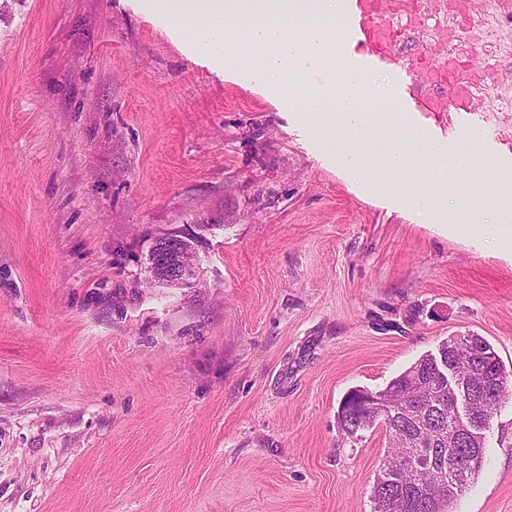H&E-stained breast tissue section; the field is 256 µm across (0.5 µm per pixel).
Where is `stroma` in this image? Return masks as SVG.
Listing matches in <instances>:
<instances>
[{
	"instance_id": "35a3bbf8",
	"label": "stroma",
	"mask_w": 512,
	"mask_h": 512,
	"mask_svg": "<svg viewBox=\"0 0 512 512\" xmlns=\"http://www.w3.org/2000/svg\"><path fill=\"white\" fill-rule=\"evenodd\" d=\"M487 128L448 223L319 154L259 84L212 68L150 0H0V512H372L382 426L338 410L449 337L512 370V248L470 233L512 176V20L476 0ZM451 147L467 116L417 111ZM194 251L178 285L155 240ZM452 512H512V399Z\"/></svg>"
}]
</instances>
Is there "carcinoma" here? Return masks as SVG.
<instances>
[{
  "instance_id": "obj_1",
  "label": "carcinoma",
  "mask_w": 512,
  "mask_h": 512,
  "mask_svg": "<svg viewBox=\"0 0 512 512\" xmlns=\"http://www.w3.org/2000/svg\"><path fill=\"white\" fill-rule=\"evenodd\" d=\"M486 386L477 401L475 433L455 429L449 406L457 391ZM342 400L339 421L350 436L381 424L390 450L372 486V512H451L484 465V431L503 401L512 397V371L481 336L452 337L378 391L381 418Z\"/></svg>"
}]
</instances>
